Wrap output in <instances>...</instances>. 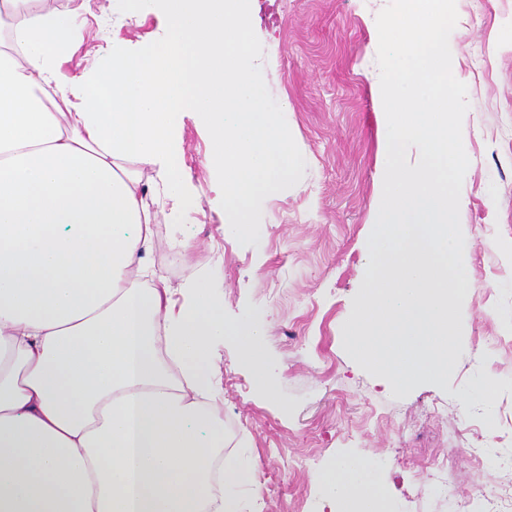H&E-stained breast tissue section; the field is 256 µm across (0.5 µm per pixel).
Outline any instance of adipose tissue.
Here are the masks:
<instances>
[{
	"instance_id": "obj_1",
	"label": "adipose tissue",
	"mask_w": 512,
	"mask_h": 512,
	"mask_svg": "<svg viewBox=\"0 0 512 512\" xmlns=\"http://www.w3.org/2000/svg\"><path fill=\"white\" fill-rule=\"evenodd\" d=\"M163 10L161 41L91 36L50 0H0V512H248L251 472L228 449L214 380L218 339L242 345L270 391L263 332L224 320L206 279L171 288L154 227L197 198L180 175L182 113L208 129L228 223L298 165L290 132L234 44L242 0H126ZM151 183L142 180L143 170ZM342 512H382L368 461L314 477Z\"/></svg>"
}]
</instances>
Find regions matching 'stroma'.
<instances>
[{"label":"stroma","mask_w":512,"mask_h":512,"mask_svg":"<svg viewBox=\"0 0 512 512\" xmlns=\"http://www.w3.org/2000/svg\"><path fill=\"white\" fill-rule=\"evenodd\" d=\"M388 3L249 0L238 47L261 59L253 85L281 110L303 158L288 185L252 203L263 237H241L226 223L223 193L205 165L209 138L182 119L180 172L198 197L184 229L199 246L185 274L169 271L161 244L151 262L174 288L205 277L224 298L226 322L264 332L272 394L238 343L228 338L215 349L224 423L252 471L246 496L264 512H320L313 476L345 454L372 460L386 512H458L512 483V0H456L449 38L452 73L468 89L470 164L460 209L469 285L454 310L460 341L448 377L387 391L347 345L386 168L376 16ZM58 5L93 33L77 56L85 66L113 40L158 38L168 28L159 12L129 27L124 0ZM481 379L493 393L462 403ZM470 444L495 467L478 468L465 452ZM443 463L448 486L439 495L425 474Z\"/></svg>","instance_id":"35a3bbf8"}]
</instances>
